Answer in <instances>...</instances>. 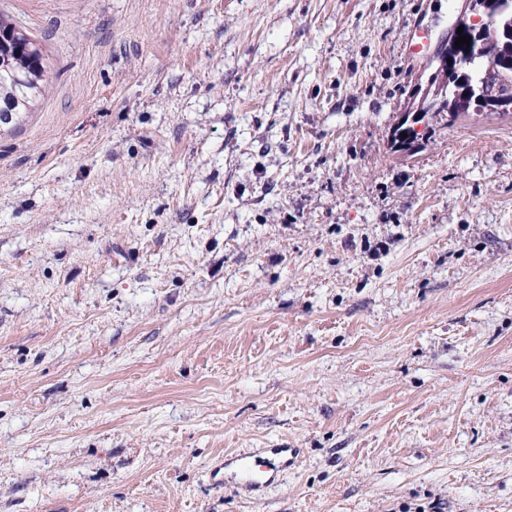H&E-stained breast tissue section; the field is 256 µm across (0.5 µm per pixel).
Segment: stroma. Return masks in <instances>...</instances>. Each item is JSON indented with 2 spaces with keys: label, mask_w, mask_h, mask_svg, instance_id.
Listing matches in <instances>:
<instances>
[{
  "label": "stroma",
  "mask_w": 512,
  "mask_h": 512,
  "mask_svg": "<svg viewBox=\"0 0 512 512\" xmlns=\"http://www.w3.org/2000/svg\"><path fill=\"white\" fill-rule=\"evenodd\" d=\"M457 7L0 0V512H512V115L390 145ZM1 38L7 51H11L15 60L7 70L0 69V107L5 102L13 104L14 112H25L33 98L27 100L30 77H37L40 92L47 82V70L43 54L33 41L16 26L11 18L0 12ZM30 49H33L31 52ZM37 95V96H38ZM25 101L27 106L22 102ZM269 456H265L256 464L258 470H254L251 464L252 456H235L227 459L228 465H235L236 468L242 473L243 481L242 487L248 491H259L268 483L274 481L279 469L288 464V454L293 456L295 449L293 448H267Z\"/></svg>",
  "instance_id": "obj_1"
}]
</instances>
